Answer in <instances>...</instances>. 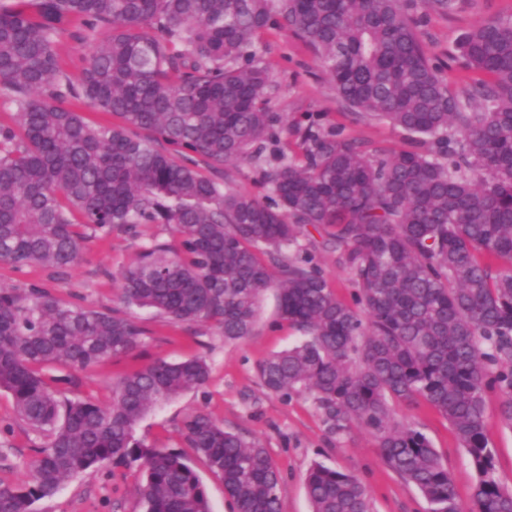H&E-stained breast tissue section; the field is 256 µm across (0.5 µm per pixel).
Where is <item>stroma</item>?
I'll list each match as a JSON object with an SVG mask.
<instances>
[{
  "label": "stroma",
  "mask_w": 512,
  "mask_h": 512,
  "mask_svg": "<svg viewBox=\"0 0 512 512\" xmlns=\"http://www.w3.org/2000/svg\"><path fill=\"white\" fill-rule=\"evenodd\" d=\"M412 13L420 21L424 47L449 90L462 96L478 75L465 69L459 60V39L487 19L512 15V0H457V8L450 14L429 10L422 0H415ZM258 52L275 87L270 109L285 119L279 137L287 154L297 151L295 126L312 119L335 125L344 137L371 148H411V141L399 128L342 108L320 61L291 30L265 33ZM153 239L172 244L176 235L164 224H142L133 232L99 233L89 242L83 261L60 276L38 266L18 271L0 264V287L34 283L65 302L109 309L118 304L121 270ZM130 315L146 330L140 347L131 354L75 371L77 385L71 395L106 405L119 378L158 359L174 362L205 355L210 366L207 384L148 412L138 424L136 435L146 444L183 452L206 488L212 512H231V507L222 481L184 442V422L198 412L267 448L283 476L281 512H310L304 476L316 461L359 475L371 491L375 512H428L418 491L385 466L375 439L365 428L352 425L343 439H333L307 393L286 400L261 386L258 364L298 340L297 332L280 319L273 297H266L251 336L234 343L225 342L220 331L207 323L175 324L136 308ZM396 413L398 419L415 425L431 439L453 476L459 500L470 505L473 472L446 419L423 402L398 406ZM486 426L496 450L499 480L512 487V430L501 422L500 397L494 392L486 395ZM45 442V436L19 420L11 393L0 388V481L22 484L28 477V462ZM139 481L140 475L133 467L90 470L66 480L54 496L37 501L34 510L143 512L137 494Z\"/></svg>",
  "instance_id": "35a3bbf8"
}]
</instances>
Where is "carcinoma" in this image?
Wrapping results in <instances>:
<instances>
[{
  "label": "carcinoma",
  "instance_id": "1",
  "mask_svg": "<svg viewBox=\"0 0 512 512\" xmlns=\"http://www.w3.org/2000/svg\"><path fill=\"white\" fill-rule=\"evenodd\" d=\"M291 28L331 77L336 100L405 132L410 150L368 149L314 121L300 153L277 142L281 116L258 55L266 32ZM97 41L78 80L56 39ZM459 53L484 73L463 100L425 51L409 0H18L0 4V262L59 274L98 232L168 224L178 246L145 245L121 272L120 301L174 323L249 336L265 293L299 334L258 367L283 399L311 395L327 432L355 422L384 464L427 501L463 512L429 438L394 405L442 415L475 474L470 512H512L497 476L485 398L501 397L512 430V16L466 33ZM88 101L119 124L91 125ZM478 108L469 110L470 101ZM246 162L262 198L222 191L201 174ZM315 230L355 289L339 300L299 240ZM143 328L124 310L62 302L35 284L0 288V388L47 437L21 487L0 483V512H34L63 482L136 466L145 512H211L181 452L136 437L156 405L207 382L201 356L159 359L123 377L111 405L70 399L46 373L132 353ZM184 440L221 477L235 512H281L268 451L203 413ZM312 512H373L363 481L319 462L306 474Z\"/></svg>",
  "mask_w": 512,
  "mask_h": 512
}]
</instances>
